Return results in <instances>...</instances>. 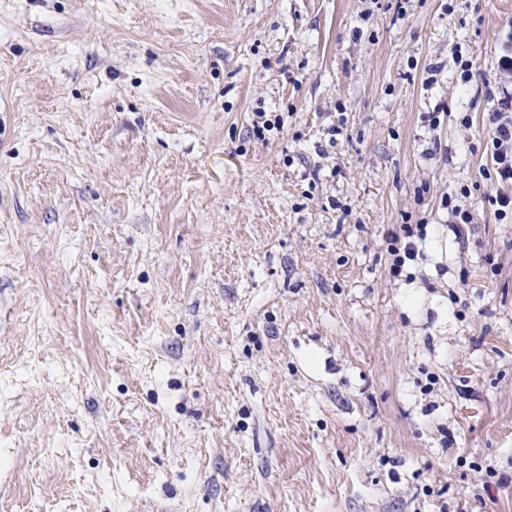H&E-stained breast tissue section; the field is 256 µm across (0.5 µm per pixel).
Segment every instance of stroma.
Wrapping results in <instances>:
<instances>
[{"instance_id":"1","label":"stroma","mask_w":512,"mask_h":512,"mask_svg":"<svg viewBox=\"0 0 512 512\" xmlns=\"http://www.w3.org/2000/svg\"><path fill=\"white\" fill-rule=\"evenodd\" d=\"M510 46L512 0H0V512H512ZM499 59V72L505 76L501 84L502 96L497 105L484 112L483 126L487 133V146L493 161L491 183L496 187L489 202L495 205L499 219L512 220V51L504 50ZM510 75V82L508 76ZM510 84V90L508 86ZM399 224V228L390 230L386 235L387 251L392 256L391 270L400 274L407 261H414L418 256L416 239L426 236V224Z\"/></svg>"}]
</instances>
